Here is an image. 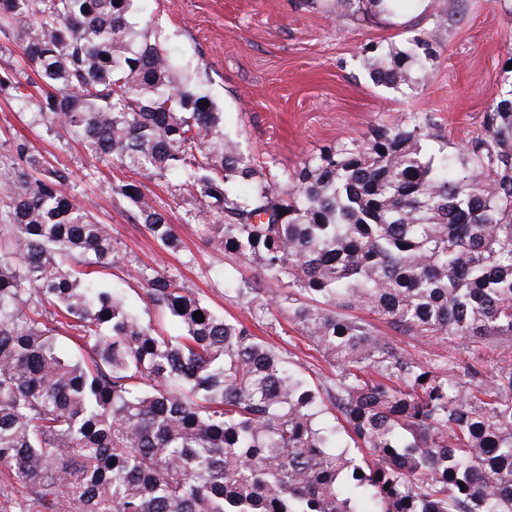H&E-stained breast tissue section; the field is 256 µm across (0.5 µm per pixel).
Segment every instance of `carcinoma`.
<instances>
[{
  "label": "carcinoma",
  "mask_w": 512,
  "mask_h": 512,
  "mask_svg": "<svg viewBox=\"0 0 512 512\" xmlns=\"http://www.w3.org/2000/svg\"><path fill=\"white\" fill-rule=\"evenodd\" d=\"M138 2L0 0L4 48L27 67L0 91L47 89L45 126L135 174L118 194L168 249L175 226L144 188L179 173L171 195L200 200L210 247L260 269L238 289L252 321L286 310L336 373L314 380L251 321L147 266V307L181 333L144 321L97 285L94 268L121 260L111 225L70 191L69 169L15 139L0 161V512H512V363L450 375L358 316L409 336L512 337V93L460 155H427L433 118L409 112L277 175L224 136ZM366 2L392 0L336 12ZM408 44L367 56L377 85L411 87L430 47Z\"/></svg>",
  "instance_id": "carcinoma-1"
}]
</instances>
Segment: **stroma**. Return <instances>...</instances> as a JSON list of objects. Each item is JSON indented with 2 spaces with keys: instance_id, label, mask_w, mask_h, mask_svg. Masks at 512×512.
<instances>
[{
  "instance_id": "stroma-1",
  "label": "stroma",
  "mask_w": 512,
  "mask_h": 512,
  "mask_svg": "<svg viewBox=\"0 0 512 512\" xmlns=\"http://www.w3.org/2000/svg\"><path fill=\"white\" fill-rule=\"evenodd\" d=\"M332 3L142 0L141 8L178 58L194 63L223 114L225 134L258 166L276 173L294 171L308 155L338 142L364 140L374 127L408 112L431 114L430 150L457 154L481 132L494 95L512 90V0H399L388 13L343 16L333 13ZM416 34L425 35L432 56L413 88L398 93L374 84L364 47H401ZM37 110L36 101L22 104L0 92V153L12 140L22 139L33 153L73 172L72 192L96 203L97 220L111 225L125 256L122 264L99 270L103 285L120 290L127 304L142 313L146 299L132 277L134 269L168 270L215 311L248 318V306L235 288L258 271L208 246L193 218L197 201L171 195L178 174L147 186L182 241L179 249L170 250L128 218L116 189L132 180V173L50 134L38 123ZM378 327L399 352L422 362L442 360L456 372L470 364L493 365L503 354L512 357V338L505 336L489 347L456 336H406L383 321ZM256 332L301 363L307 374L332 376V369L289 325L285 310L263 319Z\"/></svg>"
}]
</instances>
